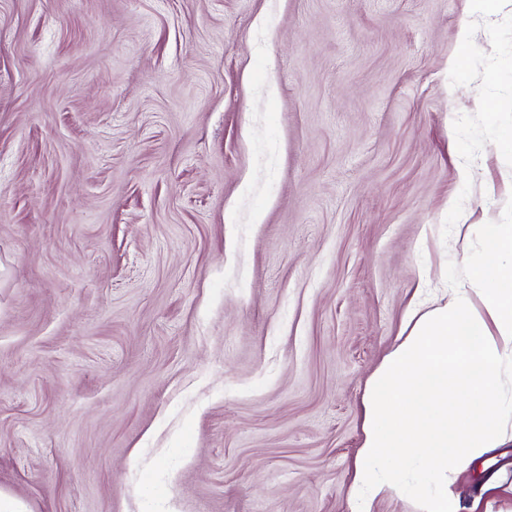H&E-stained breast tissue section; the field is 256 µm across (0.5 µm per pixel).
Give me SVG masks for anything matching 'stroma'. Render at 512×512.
Returning a JSON list of instances; mask_svg holds the SVG:
<instances>
[{
  "mask_svg": "<svg viewBox=\"0 0 512 512\" xmlns=\"http://www.w3.org/2000/svg\"><path fill=\"white\" fill-rule=\"evenodd\" d=\"M471 7L0 0L1 492L354 512L421 273L512 224V12ZM451 491L512 512V441Z\"/></svg>",
  "mask_w": 512,
  "mask_h": 512,
  "instance_id": "35a3bbf8",
  "label": "stroma"
}]
</instances>
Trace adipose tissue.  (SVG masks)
I'll use <instances>...</instances> for the list:
<instances>
[{
	"mask_svg": "<svg viewBox=\"0 0 512 512\" xmlns=\"http://www.w3.org/2000/svg\"><path fill=\"white\" fill-rule=\"evenodd\" d=\"M471 287L428 297L367 383L358 512L410 492L456 512L453 477L505 442L512 421V224L488 227Z\"/></svg>",
	"mask_w": 512,
	"mask_h": 512,
	"instance_id": "obj_1",
	"label": "adipose tissue"
}]
</instances>
